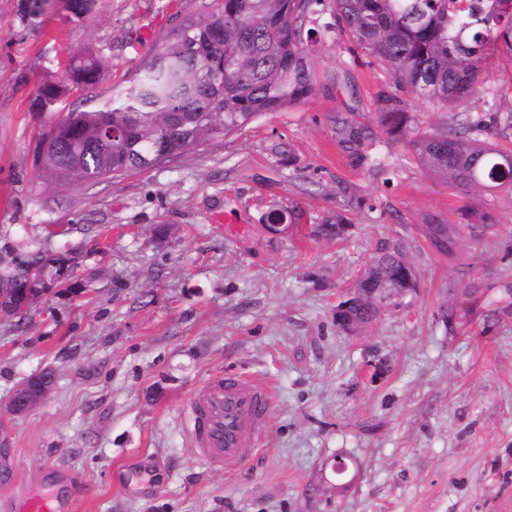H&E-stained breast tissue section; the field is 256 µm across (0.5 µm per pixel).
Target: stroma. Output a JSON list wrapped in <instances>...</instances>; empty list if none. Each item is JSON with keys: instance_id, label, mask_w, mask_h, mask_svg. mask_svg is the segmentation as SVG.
Masks as SVG:
<instances>
[{"instance_id": "1", "label": "stroma", "mask_w": 512, "mask_h": 512, "mask_svg": "<svg viewBox=\"0 0 512 512\" xmlns=\"http://www.w3.org/2000/svg\"><path fill=\"white\" fill-rule=\"evenodd\" d=\"M207 2L108 0L88 26L54 20L23 40L15 0H0V260L72 248L85 289L0 320V512L48 491L51 466L69 475L72 512H512V193L449 189L388 138L379 96L397 89L347 34L317 27L313 94L240 133L91 187L37 177L30 145L52 116L30 104L55 54L110 44L120 81ZM485 73L495 96L465 110H512V55L490 52ZM348 115L374 132L361 165L335 135ZM293 208L300 221L267 230ZM467 209L489 227L437 253L426 217L459 224ZM341 210L344 235L319 234ZM382 244L400 246L419 291L353 338L336 303ZM48 368L50 393L8 414ZM217 371L273 397L231 476L188 431L191 394ZM54 382L55 374L50 369L33 374L15 389L8 402V412L19 415L28 411L48 395Z\"/></svg>"}]
</instances>
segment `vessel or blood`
<instances>
[{"mask_svg":"<svg viewBox=\"0 0 512 512\" xmlns=\"http://www.w3.org/2000/svg\"><path fill=\"white\" fill-rule=\"evenodd\" d=\"M272 409L267 389L238 374H216L193 394L189 431L197 452L217 469L251 457ZM15 512H68L62 500L32 491L17 495Z\"/></svg>","mask_w":512,"mask_h":512,"instance_id":"1","label":"vessel or blood"}]
</instances>
